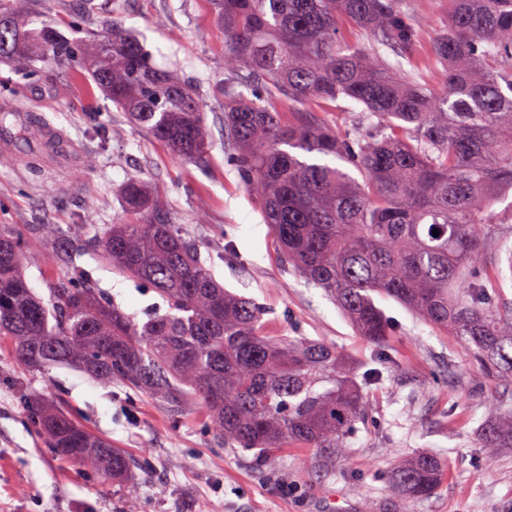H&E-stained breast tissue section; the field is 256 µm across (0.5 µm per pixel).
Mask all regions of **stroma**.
I'll list each match as a JSON object with an SVG mask.
<instances>
[{
    "label": "stroma",
    "instance_id": "1",
    "mask_svg": "<svg viewBox=\"0 0 512 512\" xmlns=\"http://www.w3.org/2000/svg\"><path fill=\"white\" fill-rule=\"evenodd\" d=\"M34 0L67 37L119 20L146 41L154 62L176 69L199 90L213 139L203 163H185L136 129L76 68L45 67L21 75L0 62V108L18 99L61 131L62 156L35 153L30 136L0 150V224H55L72 234L79 224H109L121 211L119 191L139 177L156 191L173 223L186 226L214 252L215 275L226 288L254 299L281 328L344 350L357 372L375 346L357 336L323 290L285 265L254 197L241 187L224 145V32L212 0ZM425 25L413 61L424 82L439 87L427 66L435 24L448 0H414ZM97 115L99 137L86 120ZM95 166H87L88 157ZM126 312L145 318L151 291L112 273L94 272ZM380 306L395 328L400 365L374 388L371 411L342 457L326 467L318 452L291 448L261 460L217 445L197 416L174 417L145 394L106 385L69 366L29 373L0 348V512H512V452L490 457L478 445L486 407L512 409V386L491 381L468 363L459 337L441 336L391 299ZM48 397L134 460L135 495L125 501L96 475L45 448L24 404ZM438 455L444 475L427 497L406 499L391 484L395 465Z\"/></svg>",
    "mask_w": 512,
    "mask_h": 512
}]
</instances>
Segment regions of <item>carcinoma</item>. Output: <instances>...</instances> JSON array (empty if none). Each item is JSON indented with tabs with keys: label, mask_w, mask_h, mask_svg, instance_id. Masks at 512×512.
Returning <instances> with one entry per match:
<instances>
[{
	"label": "carcinoma",
	"mask_w": 512,
	"mask_h": 512,
	"mask_svg": "<svg viewBox=\"0 0 512 512\" xmlns=\"http://www.w3.org/2000/svg\"><path fill=\"white\" fill-rule=\"evenodd\" d=\"M29 2L0 0L1 60L27 73L75 65L172 155L206 156V113L190 79L157 67L116 23L72 40ZM214 4L233 74L225 140L284 260L380 350V363L393 362V328L379 297L460 337L483 375L512 385V307L489 301L512 288V248L497 241L504 221L495 209L512 193V0H448L431 43L437 89L420 82L411 59L422 28L412 0ZM346 25L368 41H348ZM240 86L276 93L293 111H272ZM340 99L342 123L304 109ZM120 198L111 224H83L73 236L34 226L48 262L66 267L46 280V300L28 286L17 225L0 224V341L15 360L41 373L73 366L172 414L200 409L225 448L263 457L314 448L333 461L368 415L380 369L359 381L341 349L274 330L253 299L224 288L212 257L141 179ZM85 255L148 285L163 310L143 321L127 313L98 287ZM485 265L487 280L468 282ZM27 408L54 455L134 495L124 451L50 401ZM480 447L512 449V413L488 408ZM442 473L441 459L425 454L399 462L391 480L418 498Z\"/></svg>",
	"instance_id": "obj_1"
}]
</instances>
